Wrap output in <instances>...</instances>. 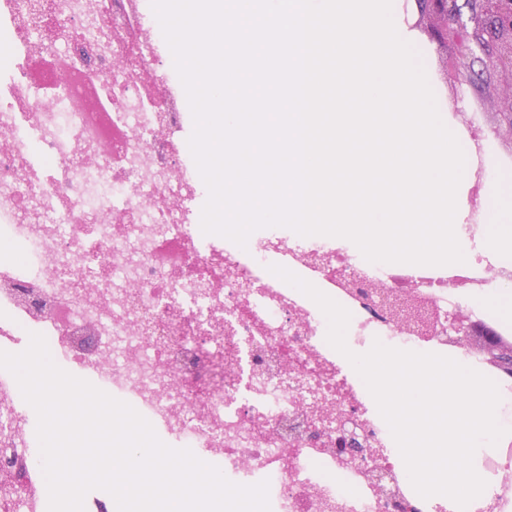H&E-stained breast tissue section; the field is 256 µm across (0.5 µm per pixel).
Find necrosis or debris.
Instances as JSON below:
<instances>
[{"label": "necrosis or debris", "instance_id": "necrosis-or-debris-1", "mask_svg": "<svg viewBox=\"0 0 512 512\" xmlns=\"http://www.w3.org/2000/svg\"><path fill=\"white\" fill-rule=\"evenodd\" d=\"M0 336H45L74 376L130 404L235 483L268 481L273 512H446L407 482L395 441L360 379L326 340L310 298L267 270L272 255L351 314L348 347L380 340L475 368L512 407V379L458 336L448 314L486 320L481 297L512 289V258L461 224L462 264L371 263L333 238L268 230L247 247L204 234L200 184L183 161L186 94L156 68L159 36L140 0H0ZM408 294L429 331L390 314ZM91 337L89 350L74 339ZM224 386L211 381L214 355ZM36 430L0 370V468L17 493L0 512H47ZM490 496L468 512H512V453L490 459ZM388 471L376 483V468Z\"/></svg>", "mask_w": 512, "mask_h": 512}]
</instances>
